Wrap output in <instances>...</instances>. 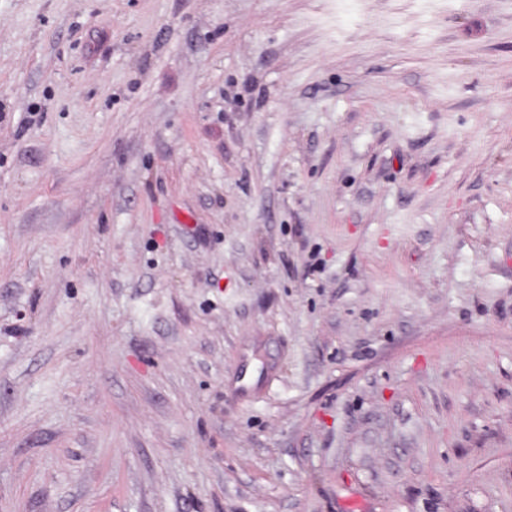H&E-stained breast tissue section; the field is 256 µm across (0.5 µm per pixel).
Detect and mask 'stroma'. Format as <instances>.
<instances>
[{
  "label": "stroma",
  "mask_w": 512,
  "mask_h": 512,
  "mask_svg": "<svg viewBox=\"0 0 512 512\" xmlns=\"http://www.w3.org/2000/svg\"><path fill=\"white\" fill-rule=\"evenodd\" d=\"M0 512H512V0H0Z\"/></svg>",
  "instance_id": "obj_1"
}]
</instances>
